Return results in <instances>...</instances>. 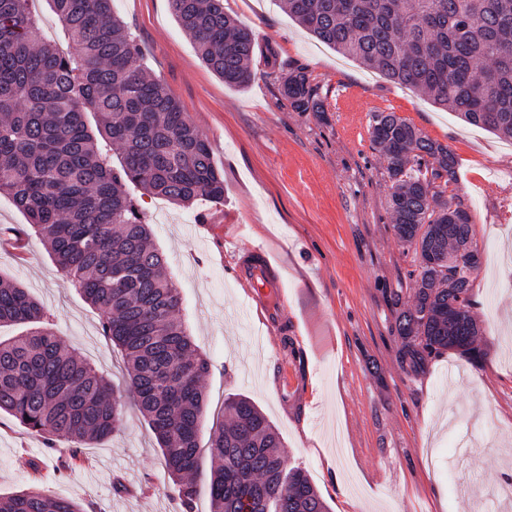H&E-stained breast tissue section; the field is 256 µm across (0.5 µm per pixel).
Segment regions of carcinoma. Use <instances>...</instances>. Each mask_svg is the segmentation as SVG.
<instances>
[{
    "label": "carcinoma",
    "mask_w": 512,
    "mask_h": 512,
    "mask_svg": "<svg viewBox=\"0 0 512 512\" xmlns=\"http://www.w3.org/2000/svg\"><path fill=\"white\" fill-rule=\"evenodd\" d=\"M74 52L42 40L29 0H0V195L27 217L58 269L102 314L121 353L134 404L153 430L182 512H194L208 360L180 319L181 297L145 214L127 192L188 206L224 198V174L178 102L140 63L141 51L112 0H51ZM202 61L230 86L254 80L252 32L224 0H171ZM316 39L422 91L469 124L512 140V0H282ZM298 112H322L302 69L280 75ZM94 114L90 126L87 114ZM372 142L386 161L398 238L413 249L412 304L397 324L398 360L411 373L445 350L475 357L470 216L454 155L393 112H375ZM116 146L112 166L100 142ZM0 412L41 435L74 444L116 429L122 405L109 381L61 345L43 306L0 277ZM210 431L212 512H328L300 468L280 455L279 433L246 396ZM0 512H84L38 484L0 497Z\"/></svg>",
    "instance_id": "1"
}]
</instances>
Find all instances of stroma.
<instances>
[{"mask_svg": "<svg viewBox=\"0 0 512 512\" xmlns=\"http://www.w3.org/2000/svg\"><path fill=\"white\" fill-rule=\"evenodd\" d=\"M150 75L208 141L224 198L184 207L134 189L180 291V317L200 354L207 446L224 400L241 394L277 428L287 467L302 469L329 512H512V141L438 109L413 89L321 43L278 0H224L255 38L246 86L224 84L197 54L170 0H113ZM304 69L319 112H297L270 76ZM393 112L454 154L455 191L470 215L479 264L470 311L479 358L448 350L411 373L397 358L398 315L411 302L414 252L395 234L386 162L372 113ZM284 290L259 308L245 254ZM0 276L43 305L57 336L111 384L122 404L108 438L73 451L0 414V495L42 485L86 512H181L156 437L102 334L100 311L55 267L39 239L0 249ZM122 481L123 494L113 490Z\"/></svg>", "mask_w": 512, "mask_h": 512, "instance_id": "35a3bbf8", "label": "stroma"}]
</instances>
